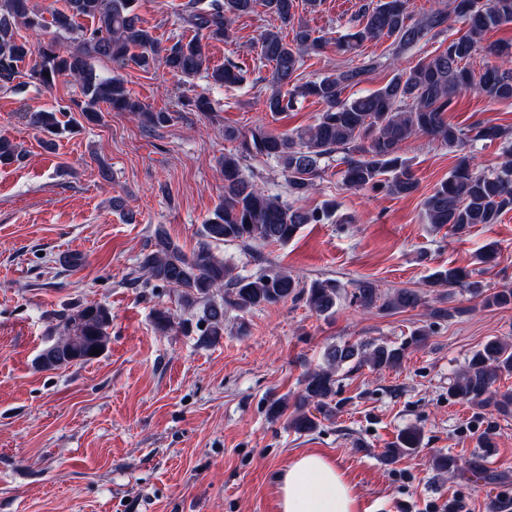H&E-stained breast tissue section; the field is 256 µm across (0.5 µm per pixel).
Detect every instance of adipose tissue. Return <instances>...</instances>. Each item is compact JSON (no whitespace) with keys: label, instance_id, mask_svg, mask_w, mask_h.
<instances>
[{"label":"adipose tissue","instance_id":"ef3b65f1","mask_svg":"<svg viewBox=\"0 0 512 512\" xmlns=\"http://www.w3.org/2000/svg\"><path fill=\"white\" fill-rule=\"evenodd\" d=\"M279 512H359L353 487L335 463L307 453L276 479Z\"/></svg>","mask_w":512,"mask_h":512}]
</instances>
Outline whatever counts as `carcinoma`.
Masks as SVG:
<instances>
[{
	"label": "carcinoma",
	"mask_w": 512,
	"mask_h": 512,
	"mask_svg": "<svg viewBox=\"0 0 512 512\" xmlns=\"http://www.w3.org/2000/svg\"><path fill=\"white\" fill-rule=\"evenodd\" d=\"M136 4L137 0H66L65 9L52 12V25L57 30L75 34L73 46L62 50L54 41L35 46L18 35L20 27L37 32L47 26L44 13L32 0H0V84L12 83L18 64L36 52L41 62L31 77L47 89L61 76L76 81L81 100L74 105L86 122L99 123L104 104L110 111L137 113L146 127H162L171 121L170 113L144 110L131 97L122 78L101 76L91 60H131L147 69L160 58L176 76L191 77L204 71L219 86H238L244 82L247 70L229 58L223 66L210 68L203 40H228L235 19L255 13L261 6L275 15L281 26L291 27L293 33L289 41L280 31L267 30L260 36L259 58L272 66L266 109L279 115L292 110L297 98L309 96L325 106L317 123L296 132L274 134L260 125L247 133L224 128V140L236 143L234 150L224 154V201L202 225L197 250L185 254L164 227L158 226L141 252L139 269L148 275L143 285L153 280L175 289L186 307L203 304L200 323L205 328L201 330V342L214 343L224 335V316L229 310L245 314L299 299L316 314L331 316L340 298V287L334 279H317L305 285L282 269L234 276L231 265L212 252V245L228 242L243 246L286 244L307 224L351 223L349 217L336 216L334 203L304 210L265 193L243 174V165L249 159L276 160L285 173L288 195L295 200L316 189L322 161L335 153L341 154L347 187L408 196L417 190L418 181L400 155L401 144L412 135H426L461 151L448 178L423 201L427 223L438 228L448 226L458 234L478 224H496L512 210V133L481 119L460 128L445 117L458 95L470 89L493 102L512 105V41L480 45L488 31L512 25V0H440L419 19L408 12L406 0H361L354 30L336 39L339 51L351 52L368 40L387 37L392 39V55L398 59L424 38L448 32L453 20L461 22L465 32L434 57L396 68L385 86L352 98L345 92L373 71L374 59L363 58L315 81L295 83L304 55L318 54L329 43L327 37L315 34L305 23H294L296 0H211L206 5L201 0H188L183 22L195 35L169 46L162 45L153 30L144 26ZM81 18L91 20L92 26L78 28ZM480 50L493 61L476 73L469 62ZM64 116V110L33 112L29 121L49 136L47 144L51 145V137L74 129L71 121L62 120ZM496 141L502 144V161L496 172L487 174L477 162L474 147ZM20 158L14 142L0 135V165ZM467 278L460 269H442L430 276V285L464 287L482 298L485 307L512 304L511 288L486 294L479 282ZM217 291L223 292L219 301L214 299ZM355 299L364 309L386 311L415 309L422 304L420 293L414 289L402 288L384 295L370 281L358 284ZM111 324L112 311L102 304L61 314L57 338L37 355L35 366L51 371L97 359L92 351L106 352ZM174 324L169 310L155 311L158 332L165 334ZM404 357L405 347L386 343L328 348L326 366L308 372L304 378L291 427L297 432H311L320 425V418L336 415L332 402L339 368H394ZM502 374L512 375V343L492 337L473 352L466 368L449 384L448 395L511 418L512 390L494 388ZM420 443L419 430L406 428L386 450L387 460L416 450Z\"/></svg>",
	"instance_id": "1"
}]
</instances>
